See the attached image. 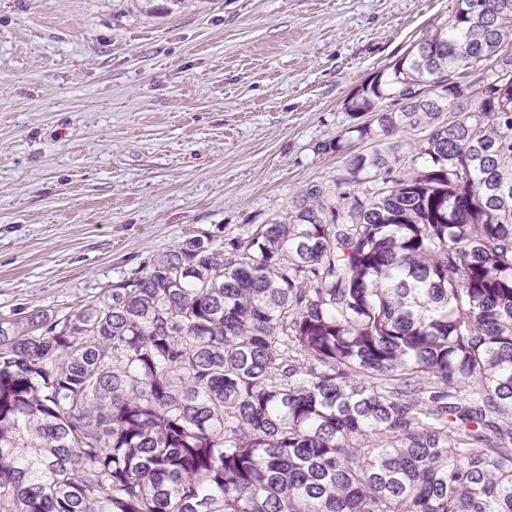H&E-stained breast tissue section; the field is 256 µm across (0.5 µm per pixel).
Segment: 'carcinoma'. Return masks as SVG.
I'll return each mask as SVG.
<instances>
[{
	"mask_svg": "<svg viewBox=\"0 0 512 512\" xmlns=\"http://www.w3.org/2000/svg\"><path fill=\"white\" fill-rule=\"evenodd\" d=\"M508 45L456 0L318 145L339 202L1 319L0 512H512Z\"/></svg>",
	"mask_w": 512,
	"mask_h": 512,
	"instance_id": "cac0c4a2",
	"label": "carcinoma"
}]
</instances>
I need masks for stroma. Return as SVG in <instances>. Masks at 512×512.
<instances>
[{
	"label": "stroma",
	"mask_w": 512,
	"mask_h": 512,
	"mask_svg": "<svg viewBox=\"0 0 512 512\" xmlns=\"http://www.w3.org/2000/svg\"><path fill=\"white\" fill-rule=\"evenodd\" d=\"M454 0H0V317L288 212Z\"/></svg>",
	"instance_id": "stroma-1"
}]
</instances>
